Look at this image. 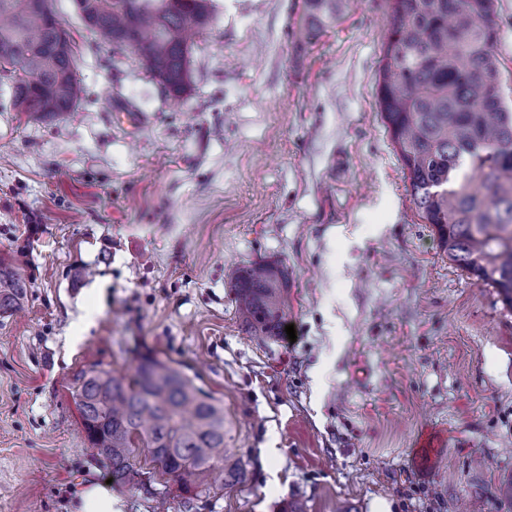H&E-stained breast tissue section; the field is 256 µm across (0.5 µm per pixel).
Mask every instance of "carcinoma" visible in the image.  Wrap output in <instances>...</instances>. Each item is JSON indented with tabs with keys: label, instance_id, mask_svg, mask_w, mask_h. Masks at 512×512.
Masks as SVG:
<instances>
[{
	"label": "carcinoma",
	"instance_id": "obj_1",
	"mask_svg": "<svg viewBox=\"0 0 512 512\" xmlns=\"http://www.w3.org/2000/svg\"><path fill=\"white\" fill-rule=\"evenodd\" d=\"M349 0H304L300 35L332 27ZM85 27L117 53L137 55L166 95L182 101L191 85L192 37L213 27V0H75ZM495 0H391L379 72L386 127L422 217L448 259L498 290L512 309V100L501 91L492 21ZM0 84L17 112L58 120L83 98L70 36L49 0H0ZM285 273L273 262L238 268L236 313L256 336H279ZM27 283L0 262V312L19 308ZM71 396L88 448L113 483L153 492L151 477L178 486L182 512L240 484L244 474L225 441L224 406L180 369L151 353L133 372L92 365ZM152 471H144L141 454Z\"/></svg>",
	"mask_w": 512,
	"mask_h": 512
}]
</instances>
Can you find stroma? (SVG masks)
Wrapping results in <instances>:
<instances>
[{
  "instance_id": "1",
  "label": "stroma",
  "mask_w": 512,
  "mask_h": 512,
  "mask_svg": "<svg viewBox=\"0 0 512 512\" xmlns=\"http://www.w3.org/2000/svg\"><path fill=\"white\" fill-rule=\"evenodd\" d=\"M184 103L51 0L85 97L61 123L0 85V512H69L107 480L71 387L152 351L224 405L245 482L203 512H512V309L449 260L378 103L390 0L315 42L299 0H214ZM288 274L285 321L242 330L228 286ZM27 283L11 266L0 261V312L19 308L25 301Z\"/></svg>"
}]
</instances>
